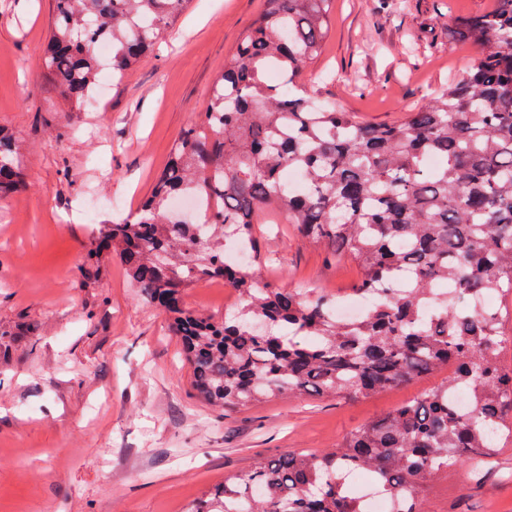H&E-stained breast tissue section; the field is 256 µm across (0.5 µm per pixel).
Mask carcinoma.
Segmentation results:
<instances>
[{"label": "carcinoma", "mask_w": 512, "mask_h": 512, "mask_svg": "<svg viewBox=\"0 0 512 512\" xmlns=\"http://www.w3.org/2000/svg\"><path fill=\"white\" fill-rule=\"evenodd\" d=\"M188 0H54L45 66L71 109L85 108L102 69L96 42L112 43V81L152 49ZM332 0H266L215 83L206 109L174 142L134 216L99 225L91 270L110 252L147 299L169 315L193 388L218 407L283 394L366 398L448 368L439 385L353 430L323 454L267 458L227 477L191 512H365L341 482L364 472L403 512H426L420 490L451 463L493 455L512 411L505 342L482 296L512 289V0L454 19L474 49L471 76L436 92L397 123L365 124L317 103L301 76L326 37ZM270 70L282 76L269 84ZM23 143L0 129V199L23 186ZM441 160L430 168L427 160ZM298 168L307 190L284 184ZM192 193L208 220L176 219L172 200ZM263 212L299 226L332 258L357 262L353 295H372L361 320L332 315L336 296H311L260 278L253 262L225 259L234 239L255 255ZM221 279L235 313L183 305L185 291ZM452 293L433 297V284ZM469 391L466 407L451 400Z\"/></svg>", "instance_id": "obj_1"}]
</instances>
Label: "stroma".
Returning a JSON list of instances; mask_svg holds the SVG:
<instances>
[{
	"instance_id": "35a3bbf8",
	"label": "stroma",
	"mask_w": 512,
	"mask_h": 512,
	"mask_svg": "<svg viewBox=\"0 0 512 512\" xmlns=\"http://www.w3.org/2000/svg\"><path fill=\"white\" fill-rule=\"evenodd\" d=\"M495 0H333L303 83L370 123L391 122L466 76L457 15ZM264 0H191L100 106L70 111L47 74L53 0H0V128L22 139L24 186L0 200V324L38 323L0 362V512H189L225 476L286 451L319 453L370 417L440 384L437 371L356 400L302 396L252 408L204 404L164 312L118 258L87 279L95 227L134 214ZM260 273L284 288L349 294L361 272L294 225L264 224ZM228 285L185 306L233 309ZM512 435L480 475L449 465L427 512H512Z\"/></svg>"
}]
</instances>
